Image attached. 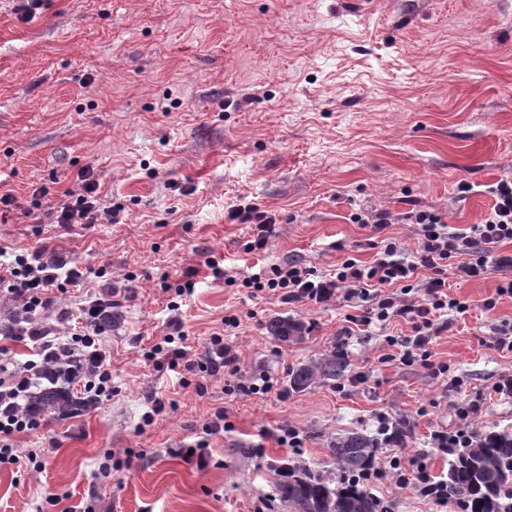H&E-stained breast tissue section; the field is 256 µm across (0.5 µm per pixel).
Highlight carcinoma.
Listing matches in <instances>:
<instances>
[{"mask_svg":"<svg viewBox=\"0 0 512 512\" xmlns=\"http://www.w3.org/2000/svg\"><path fill=\"white\" fill-rule=\"evenodd\" d=\"M268 329L276 341L286 343L302 338L304 323L279 318L270 321ZM83 370L74 361L54 364L41 373L28 403L39 410L69 413L77 400L63 386ZM344 372L345 364L333 350L291 367L288 387L302 392L316 382L334 384ZM385 442L361 431L337 439L329 448L337 477L323 475L298 454L288 457L277 467L275 499L286 512H389L368 488ZM446 455L448 467L435 476L434 485L455 512H512V430L481 429L473 443L448 448Z\"/></svg>","mask_w":512,"mask_h":512,"instance_id":"1","label":"carcinoma"}]
</instances>
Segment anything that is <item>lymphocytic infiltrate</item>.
<instances>
[{"label":"lymphocytic infiltrate","instance_id":"obj_1","mask_svg":"<svg viewBox=\"0 0 512 512\" xmlns=\"http://www.w3.org/2000/svg\"><path fill=\"white\" fill-rule=\"evenodd\" d=\"M79 181L78 188L64 191L56 209L57 223H115L119 206H102L98 185L88 173H81ZM488 192L494 200L489 213L464 229L449 224L446 215L435 210L408 212L407 221L418 231V247L410 254L404 252L396 237L386 233L395 222L391 212L362 209L352 213L351 221L373 228L378 235L370 243L374 251L370 260L347 257L328 274L301 261L288 260L241 277L220 268L214 257H206L204 263L213 276L223 277L225 284L272 295L284 304L342 303L350 312L339 335L353 336L359 327L385 331L387 350L379 355V363L419 365L438 377L447 374L448 367L435 361L433 341L447 331L453 318L464 316L470 309L467 301L449 293V279L472 281L499 276L494 295L482 302L488 312L496 309L500 297L512 298V253L503 250L504 245L512 244V176L501 177ZM87 276L86 269L59 257L48 259L40 251L0 248V293L24 313L25 325L17 337L32 344L28 360L0 363V465L18 463L16 436L36 432L46 424L41 413L24 408V399L34 387L42 364L69 359L85 364L89 368L85 391L98 399L112 396V368L104 331L96 325L101 315L112 311L111 289L84 297L78 307L82 324L67 334H57L43 322V312L52 304L54 291L65 284L79 285ZM194 288L190 279L178 284L174 299L167 303L174 314V331L153 344L145 357L183 375L236 376L239 357L225 344L223 334L210 336L207 350L200 357L191 356L183 344L179 300L191 295ZM395 322L405 323L407 333H388V326Z\"/></svg>","mask_w":512,"mask_h":512}]
</instances>
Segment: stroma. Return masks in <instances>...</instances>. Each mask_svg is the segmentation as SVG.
I'll list each match as a JSON object with an SVG mask.
<instances>
[{
    "instance_id": "35a3bbf8",
    "label": "stroma",
    "mask_w": 512,
    "mask_h": 512,
    "mask_svg": "<svg viewBox=\"0 0 512 512\" xmlns=\"http://www.w3.org/2000/svg\"><path fill=\"white\" fill-rule=\"evenodd\" d=\"M89 171L116 224H59L62 192ZM512 172V0H42L33 14L0 0V244L45 248L91 270L44 312H60L97 288L106 267L119 302L107 336L112 397L17 437L20 461L0 467V512H280L269 493L281 458L326 469L328 450L351 431L381 434L403 418L408 436L385 444L369 488L391 512H446L414 484H399L390 457L431 473L446 456L434 431L458 428L457 400H479L476 428L512 427V398L493 396L512 354L491 328L512 320V299L481 306L497 277L451 281L471 309L433 343L445 376L377 361L381 336L337 346L345 307L283 304L212 276L298 259L317 271L347 257L370 260V228L357 209L387 210L388 229L415 248L407 212L434 209L458 228L480 222L487 189ZM467 180L470 193L457 194ZM44 191L39 218L25 210ZM237 205L275 213L265 251L245 252L253 225L231 222ZM196 281L181 306L184 344L203 355L224 318L238 376L261 373L277 392H228L206 377L181 386L144 349L171 330L168 298ZM274 318L302 321V339L274 340ZM341 348L361 383L289 391V367ZM166 402L151 425L142 415ZM223 409V431L205 426ZM195 448L205 465L186 458ZM44 450L41 469L28 452ZM131 468H124L127 457ZM111 458L110 477L99 473Z\"/></svg>"
}]
</instances>
